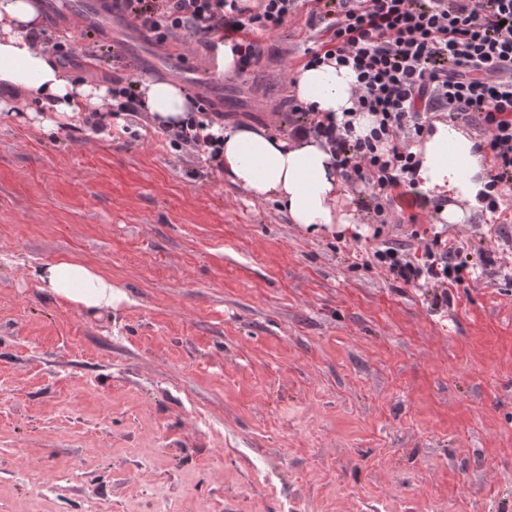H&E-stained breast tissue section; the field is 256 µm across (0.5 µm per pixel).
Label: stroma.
I'll use <instances>...</instances> for the list:
<instances>
[{
    "mask_svg": "<svg viewBox=\"0 0 512 512\" xmlns=\"http://www.w3.org/2000/svg\"><path fill=\"white\" fill-rule=\"evenodd\" d=\"M62 0L46 46L73 79L182 83L162 51L215 65L190 30L123 54ZM308 9L264 41L248 79L224 73L228 125L273 130L313 41ZM140 122L97 138L0 122V512H512V226L501 269L452 289L352 266L310 233ZM385 237L414 225L484 247L487 212L394 190ZM417 223H410V216ZM111 278L115 306L43 288L46 263Z\"/></svg>",
    "mask_w": 512,
    "mask_h": 512,
    "instance_id": "1",
    "label": "stroma"
}]
</instances>
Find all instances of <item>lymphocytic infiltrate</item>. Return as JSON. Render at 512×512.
Returning a JSON list of instances; mask_svg holds the SVG:
<instances>
[{"instance_id": "1", "label": "lymphocytic infiltrate", "mask_w": 512, "mask_h": 512, "mask_svg": "<svg viewBox=\"0 0 512 512\" xmlns=\"http://www.w3.org/2000/svg\"><path fill=\"white\" fill-rule=\"evenodd\" d=\"M137 27L166 45L181 30L200 35L206 47L230 46L237 77L249 75L261 54L259 35H273L298 7V0H115ZM306 21L319 36L310 63L324 59L351 67L358 83L355 107L374 120L366 135L354 136L351 121L320 117L293 104L292 134L324 137L335 150L346 179L369 182L379 224L389 222L392 193L406 184L417 160L409 144L428 130V115L444 111L481 125L495 169L484 194L498 214V188L512 182V0H310ZM196 114L166 131L170 144L199 152L222 168L223 113L195 99ZM357 247L355 266L378 269L407 286L438 288L440 302L474 271L493 274V248L471 258L468 244L441 233L423 236L415 250L392 242Z\"/></svg>"}]
</instances>
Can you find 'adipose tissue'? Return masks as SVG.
<instances>
[{"label":"adipose tissue","mask_w":512,"mask_h":512,"mask_svg":"<svg viewBox=\"0 0 512 512\" xmlns=\"http://www.w3.org/2000/svg\"><path fill=\"white\" fill-rule=\"evenodd\" d=\"M42 14L38 0H0V121L13 119L16 98L39 101L43 113L31 120L46 131L83 118L87 105L110 100L108 86L73 81L42 44ZM292 90L314 112L341 114L352 110L356 75L335 61L300 69ZM138 92L155 124L186 118L190 101L172 82L142 79ZM224 175L256 198L278 201L291 223L310 231L351 224V213L337 205L340 171L324 141L312 136L288 139L251 125L226 127ZM416 181L423 193L454 190L463 200H475L483 190L470 142L439 121L421 145ZM42 283L54 294L91 308H109L121 299L111 278L74 261L45 264Z\"/></svg>","instance_id":"obj_1"}]
</instances>
